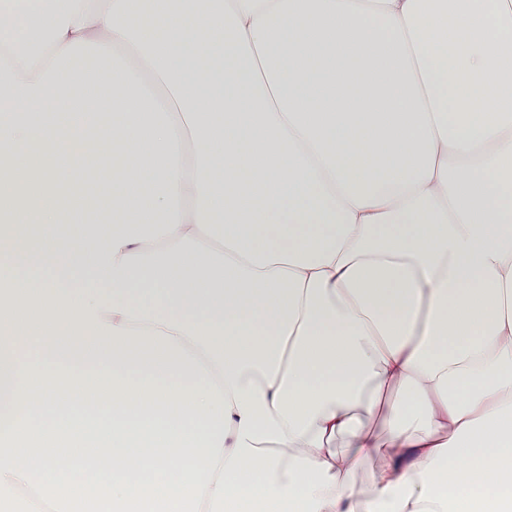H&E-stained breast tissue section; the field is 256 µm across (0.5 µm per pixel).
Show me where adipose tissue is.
Masks as SVG:
<instances>
[{
  "label": "adipose tissue",
  "instance_id": "1",
  "mask_svg": "<svg viewBox=\"0 0 512 512\" xmlns=\"http://www.w3.org/2000/svg\"><path fill=\"white\" fill-rule=\"evenodd\" d=\"M5 16L0 512H512V0Z\"/></svg>",
  "mask_w": 512,
  "mask_h": 512
}]
</instances>
